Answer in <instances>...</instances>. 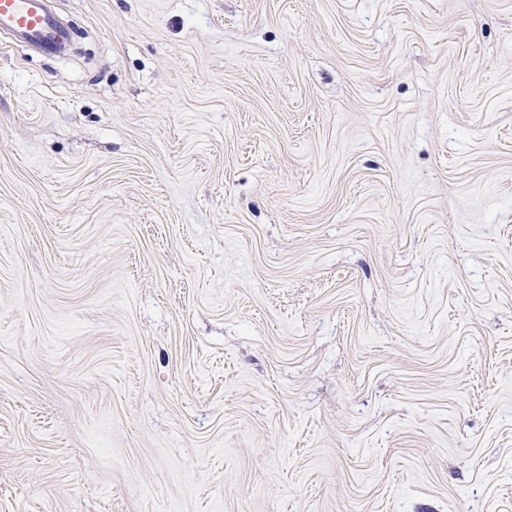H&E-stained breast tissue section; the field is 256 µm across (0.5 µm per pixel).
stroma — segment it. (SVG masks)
I'll list each match as a JSON object with an SVG mask.
<instances>
[{
  "label": "stroma",
  "instance_id": "35a3bbf8",
  "mask_svg": "<svg viewBox=\"0 0 512 512\" xmlns=\"http://www.w3.org/2000/svg\"><path fill=\"white\" fill-rule=\"evenodd\" d=\"M0 34V512H512V0H54ZM51 0H0V32L15 34L45 52L61 49L67 34L50 7Z\"/></svg>",
  "mask_w": 512,
  "mask_h": 512
}]
</instances>
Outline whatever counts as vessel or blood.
<instances>
[{"label":"vessel or blood","mask_w":512,"mask_h":512,"mask_svg":"<svg viewBox=\"0 0 512 512\" xmlns=\"http://www.w3.org/2000/svg\"><path fill=\"white\" fill-rule=\"evenodd\" d=\"M50 3L51 0H0V32L13 33L46 52L58 51L67 34Z\"/></svg>","instance_id":"b4317fda"}]
</instances>
